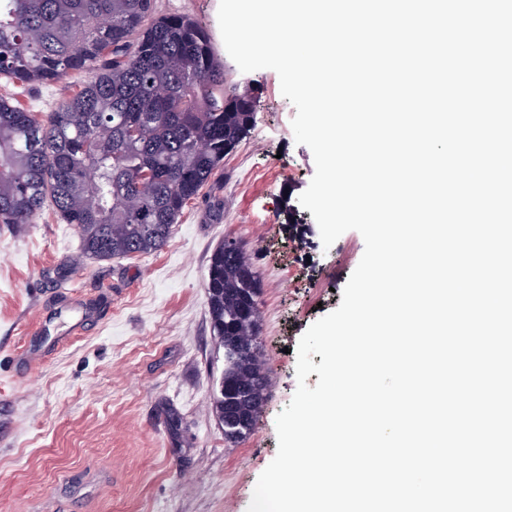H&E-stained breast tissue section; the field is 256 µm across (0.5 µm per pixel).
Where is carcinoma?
<instances>
[{"mask_svg":"<svg viewBox=\"0 0 512 512\" xmlns=\"http://www.w3.org/2000/svg\"><path fill=\"white\" fill-rule=\"evenodd\" d=\"M90 79L42 118L0 98V223L49 200L82 256L150 254L250 132L254 98L226 86L210 33L154 0H0V77ZM207 304L224 347L213 410L224 442L254 431L267 376L258 355V273L235 240L210 255Z\"/></svg>","mask_w":512,"mask_h":512,"instance_id":"obj_1","label":"carcinoma"}]
</instances>
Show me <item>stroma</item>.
Here are the masks:
<instances>
[{
  "label": "stroma",
  "instance_id": "obj_1",
  "mask_svg": "<svg viewBox=\"0 0 512 512\" xmlns=\"http://www.w3.org/2000/svg\"><path fill=\"white\" fill-rule=\"evenodd\" d=\"M155 7L209 31L228 85L254 90L255 122L155 253L82 261L75 226L49 202L31 223L0 224V512H248L297 387L298 342L340 306L364 253L354 230L323 246L299 202L315 163L295 141L296 110L274 70H239L217 0ZM87 78H1L0 97L40 115ZM227 238L259 275L267 373L255 429L235 446L212 408L224 349L206 297L209 257ZM28 347L44 358L25 363Z\"/></svg>",
  "mask_w": 512,
  "mask_h": 512
}]
</instances>
